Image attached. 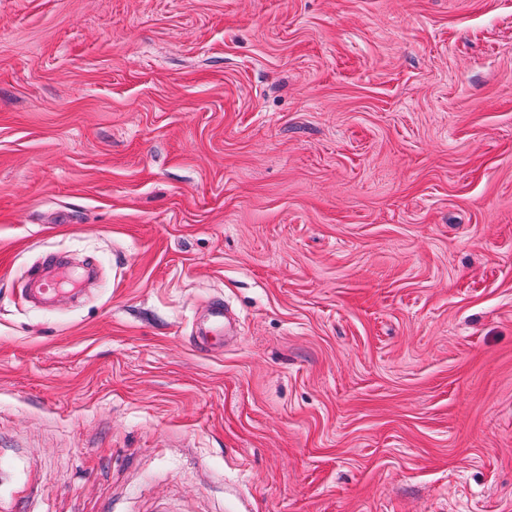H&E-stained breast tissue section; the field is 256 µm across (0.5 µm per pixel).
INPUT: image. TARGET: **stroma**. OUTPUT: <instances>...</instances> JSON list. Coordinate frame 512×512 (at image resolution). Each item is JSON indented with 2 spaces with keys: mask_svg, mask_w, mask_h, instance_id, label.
I'll list each match as a JSON object with an SVG mask.
<instances>
[{
  "mask_svg": "<svg viewBox=\"0 0 512 512\" xmlns=\"http://www.w3.org/2000/svg\"><path fill=\"white\" fill-rule=\"evenodd\" d=\"M0 512H512V0H0ZM28 277L35 282H40L43 292L54 295L60 293L62 288L67 287L69 284L74 285L77 281L72 273L64 269L59 270L52 278H45L39 267H31L28 270Z\"/></svg>",
  "mask_w": 512,
  "mask_h": 512,
  "instance_id": "obj_1",
  "label": "stroma"
}]
</instances>
